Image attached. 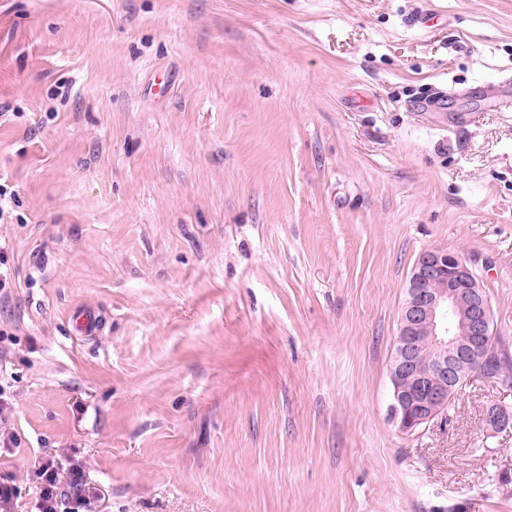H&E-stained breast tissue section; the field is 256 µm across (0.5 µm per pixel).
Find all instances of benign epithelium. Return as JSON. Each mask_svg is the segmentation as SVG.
Returning a JSON list of instances; mask_svg holds the SVG:
<instances>
[{
  "instance_id": "obj_1",
  "label": "benign epithelium",
  "mask_w": 512,
  "mask_h": 512,
  "mask_svg": "<svg viewBox=\"0 0 512 512\" xmlns=\"http://www.w3.org/2000/svg\"><path fill=\"white\" fill-rule=\"evenodd\" d=\"M496 337L490 300L472 266L445 248L423 253L406 289L389 368L398 429L412 433L433 420L447 406L448 393L476 376L511 388L496 367ZM424 348L433 355L425 366L418 358ZM485 422L507 428L512 411L492 404Z\"/></svg>"
}]
</instances>
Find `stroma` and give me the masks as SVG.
<instances>
[{"instance_id": "1", "label": "stroma", "mask_w": 512, "mask_h": 512, "mask_svg": "<svg viewBox=\"0 0 512 512\" xmlns=\"http://www.w3.org/2000/svg\"><path fill=\"white\" fill-rule=\"evenodd\" d=\"M0 185V512H512V389L389 377L434 248L512 354V0H0ZM63 465L60 459L51 458L40 465L36 471L40 484L36 512H59V498L63 496Z\"/></svg>"}]
</instances>
